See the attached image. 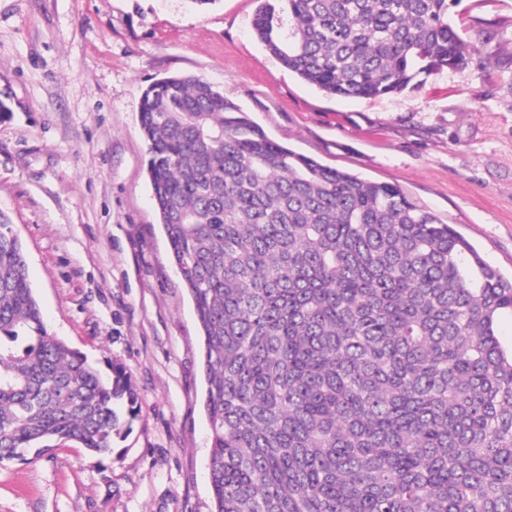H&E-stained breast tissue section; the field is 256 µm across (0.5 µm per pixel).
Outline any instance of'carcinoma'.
Here are the masks:
<instances>
[{
	"instance_id": "cac0c4a2",
	"label": "carcinoma",
	"mask_w": 512,
	"mask_h": 512,
	"mask_svg": "<svg viewBox=\"0 0 512 512\" xmlns=\"http://www.w3.org/2000/svg\"><path fill=\"white\" fill-rule=\"evenodd\" d=\"M452 0H260L259 43L330 97L397 96L472 48ZM146 171L204 337L214 512H512V279L400 188L270 138L215 84L140 105ZM135 394L48 332L0 214V461L94 453Z\"/></svg>"
}]
</instances>
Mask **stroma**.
<instances>
[{"label":"stroma","instance_id":"obj_1","mask_svg":"<svg viewBox=\"0 0 512 512\" xmlns=\"http://www.w3.org/2000/svg\"><path fill=\"white\" fill-rule=\"evenodd\" d=\"M259 0H0V212L51 333L137 393L111 453L0 462V512H213L199 324L158 224L139 128L165 76L219 85L267 134L399 187L512 275V0H457L473 48L394 97L332 98L255 38Z\"/></svg>","mask_w":512,"mask_h":512}]
</instances>
